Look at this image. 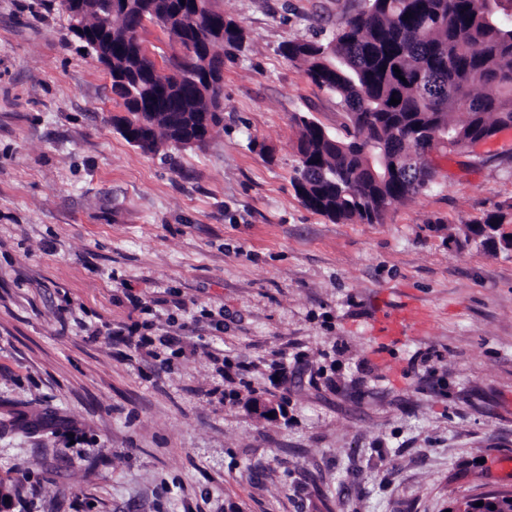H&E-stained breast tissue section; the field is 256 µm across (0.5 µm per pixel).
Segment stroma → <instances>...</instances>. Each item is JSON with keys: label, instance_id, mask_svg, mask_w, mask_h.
Returning <instances> with one entry per match:
<instances>
[{"label": "stroma", "instance_id": "1", "mask_svg": "<svg viewBox=\"0 0 512 512\" xmlns=\"http://www.w3.org/2000/svg\"><path fill=\"white\" fill-rule=\"evenodd\" d=\"M358 0H217L224 126L145 154L59 0H0V436L5 512H451L512 488V253L448 229L512 208V129L432 154L379 224L296 197L299 129L346 114L280 53ZM421 308L391 346L380 302ZM174 339L136 347L120 328ZM260 396L283 406L261 416ZM198 11L201 16H207L213 22V28L210 31L212 37L210 43V51L205 57V70L218 73L221 77L217 83H212L211 80L208 85V93H212L213 89L224 85V56L235 55L236 52H242L247 43V34L245 29L234 19L224 16V11L221 10L215 0H197ZM218 56L221 63L212 60L210 65L209 61L212 55ZM13 415L12 419L0 421V434L14 433L21 431L28 435L41 432V429L48 425V421H30L26 416L18 410L10 411Z\"/></svg>", "mask_w": 512, "mask_h": 512}]
</instances>
